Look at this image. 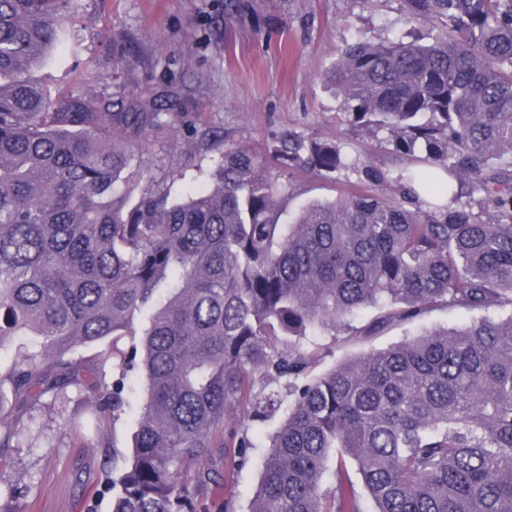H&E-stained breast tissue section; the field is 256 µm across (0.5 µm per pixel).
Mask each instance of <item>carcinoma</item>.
Instances as JSON below:
<instances>
[{"label":"carcinoma","instance_id":"obj_1","mask_svg":"<svg viewBox=\"0 0 512 512\" xmlns=\"http://www.w3.org/2000/svg\"><path fill=\"white\" fill-rule=\"evenodd\" d=\"M68 2L0 0V344L41 337L0 369V448L33 447L22 411L84 387L108 445L136 372L112 512H197L211 448L243 466L256 443L238 411L272 417L284 380L249 512H361L348 460L375 512H512V0H405L440 24L432 43L348 44L331 79L353 124L413 160L375 174L402 199L356 191L288 222V186L233 146L183 197L139 186L120 132L161 126L162 97L48 98L31 71ZM269 153L325 177L355 166L292 133ZM444 308L478 317L308 376L316 333L366 342ZM108 338L111 382L77 357ZM27 489L0 485V512Z\"/></svg>","mask_w":512,"mask_h":512}]
</instances>
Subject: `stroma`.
Returning <instances> with one entry per match:
<instances>
[{
    "mask_svg": "<svg viewBox=\"0 0 512 512\" xmlns=\"http://www.w3.org/2000/svg\"><path fill=\"white\" fill-rule=\"evenodd\" d=\"M412 31L434 34L432 25L409 23L404 0H70L58 46L34 77L53 99L84 91L107 100L169 95L176 102L170 123L148 138L131 135L127 141L142 152L150 175L167 181L176 195L202 188L212 157L228 146L264 157L273 137L288 132L338 143L359 171L325 178L270 164L272 175L293 189L288 212L294 215L310 201L359 189L397 198L396 184L366 175L368 165L391 169V157L347 121L327 75L345 44ZM466 319L441 309L365 343L317 337L313 371ZM93 400L90 390L73 389L53 413L27 411L22 422L36 447L0 448V479L24 472L31 481L22 512H112L105 473L131 450L139 401L130 396L126 412L108 424L109 445L87 448L67 421ZM265 444L258 438L244 466L211 484L200 512H222L228 499L247 512L259 489Z\"/></svg>",
    "mask_w": 512,
    "mask_h": 512,
    "instance_id": "1",
    "label": "stroma"
}]
</instances>
